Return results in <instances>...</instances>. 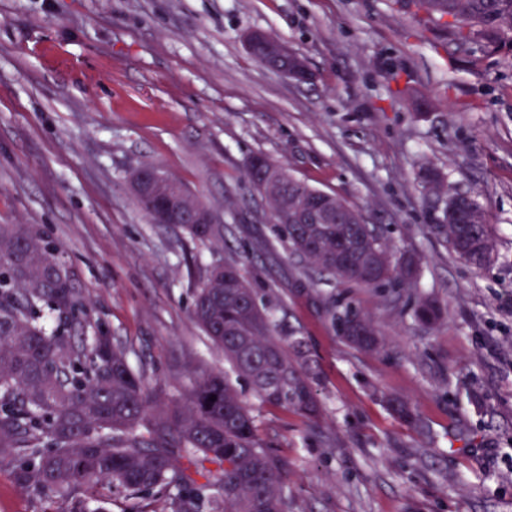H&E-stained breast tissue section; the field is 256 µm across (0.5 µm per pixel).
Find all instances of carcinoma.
<instances>
[{
    "label": "carcinoma",
    "mask_w": 512,
    "mask_h": 512,
    "mask_svg": "<svg viewBox=\"0 0 512 512\" xmlns=\"http://www.w3.org/2000/svg\"><path fill=\"white\" fill-rule=\"evenodd\" d=\"M444 22L459 45L478 33L486 50L512 51V0H413ZM429 191L444 196L445 224L428 231L462 261L481 269L494 256L485 212L469 201L467 233L449 223L458 192L442 174L424 170ZM293 254L339 284L396 288L413 294L419 268L391 249L372 224H282ZM177 231L201 242L214 224H180ZM323 308L353 347L374 351L382 336L359 310ZM57 313L51 333L41 312ZM193 315L224 352L229 371L195 376L177 397L152 392L124 347L92 327L75 288V273L61 250L35 225L0 224V462L14 466L18 484L71 500L69 512H105L94 491L106 481L134 500L144 493L164 498L169 512H290L286 470L260 442L253 416L230 374L248 382L263 403L291 409L309 421L321 417L314 373L302 336H277L254 288L235 262L212 267L195 296ZM443 315L435 296L418 298L413 318L433 325ZM216 400H210L211 396ZM402 419L416 423L410 404L389 400ZM216 464L212 471L206 464ZM206 483H198V478ZM214 483L220 495L205 494Z\"/></svg>",
    "instance_id": "obj_1"
}]
</instances>
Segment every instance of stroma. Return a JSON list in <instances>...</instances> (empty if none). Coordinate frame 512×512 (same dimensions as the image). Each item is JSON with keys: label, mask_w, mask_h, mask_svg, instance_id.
Wrapping results in <instances>:
<instances>
[{"label": "stroma", "mask_w": 512, "mask_h": 512, "mask_svg": "<svg viewBox=\"0 0 512 512\" xmlns=\"http://www.w3.org/2000/svg\"><path fill=\"white\" fill-rule=\"evenodd\" d=\"M254 30L303 57L310 80L254 59ZM255 156L414 255L443 321L423 327L414 298L327 282L293 255L246 177ZM143 163L202 198L212 241L150 222L129 187ZM430 166L486 211L487 268L428 233L442 208L418 179ZM0 224L38 225L61 247L91 323L171 396L224 368L192 305L212 265L243 267L318 370L316 428L241 391L288 467L291 512H512V52L457 46L412 0H0ZM323 294L369 314L383 348L351 347ZM68 508L0 463V512Z\"/></svg>", "instance_id": "35a3bbf8"}]
</instances>
